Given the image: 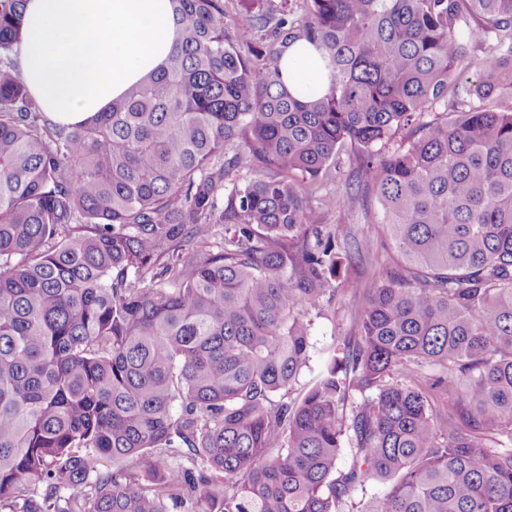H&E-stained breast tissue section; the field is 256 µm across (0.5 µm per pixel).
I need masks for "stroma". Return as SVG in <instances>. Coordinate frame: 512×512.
Listing matches in <instances>:
<instances>
[{
  "label": "stroma",
  "mask_w": 512,
  "mask_h": 512,
  "mask_svg": "<svg viewBox=\"0 0 512 512\" xmlns=\"http://www.w3.org/2000/svg\"><path fill=\"white\" fill-rule=\"evenodd\" d=\"M328 224H344L352 237L362 246V260L358 265L343 267L336 279L339 290L335 304L323 312H311L310 336L312 349L310 359L302 370L296 391L306 390L322 371L330 349L352 333L351 310L362 300V288L366 281L386 276L398 268L399 256L383 232L380 209L374 196L364 202L350 206L337 205L324 215Z\"/></svg>",
  "instance_id": "stroma-1"
}]
</instances>
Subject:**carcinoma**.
<instances>
[{"instance_id": "carcinoma-1", "label": "carcinoma", "mask_w": 512, "mask_h": 512, "mask_svg": "<svg viewBox=\"0 0 512 512\" xmlns=\"http://www.w3.org/2000/svg\"><path fill=\"white\" fill-rule=\"evenodd\" d=\"M24 2L0 0V512H353L375 479L360 512H512V0H172L163 72L70 127L17 69ZM298 41L322 95L284 85ZM360 192L405 266L296 395L361 252L323 214ZM280 65L285 85L293 95L302 94L311 82L315 83L319 94L329 86V73L324 69L318 51L305 41L287 46Z\"/></svg>"}]
</instances>
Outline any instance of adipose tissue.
Wrapping results in <instances>:
<instances>
[{
    "instance_id": "ef3b65f1",
    "label": "adipose tissue",
    "mask_w": 512,
    "mask_h": 512,
    "mask_svg": "<svg viewBox=\"0 0 512 512\" xmlns=\"http://www.w3.org/2000/svg\"><path fill=\"white\" fill-rule=\"evenodd\" d=\"M176 38L170 0H26L20 75L49 119L75 125L159 71ZM280 65L292 94L329 86L307 42L285 48Z\"/></svg>"
}]
</instances>
